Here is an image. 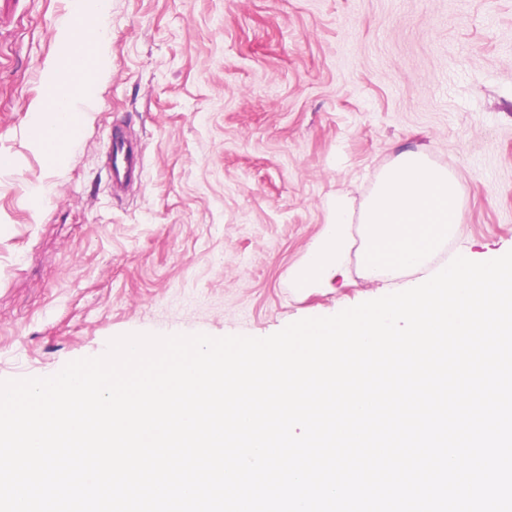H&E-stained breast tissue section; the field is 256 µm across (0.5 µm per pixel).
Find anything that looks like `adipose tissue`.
Returning a JSON list of instances; mask_svg holds the SVG:
<instances>
[{
    "instance_id": "1",
    "label": "adipose tissue",
    "mask_w": 512,
    "mask_h": 512,
    "mask_svg": "<svg viewBox=\"0 0 512 512\" xmlns=\"http://www.w3.org/2000/svg\"><path fill=\"white\" fill-rule=\"evenodd\" d=\"M107 10L108 0H71L69 15L59 34L60 42L67 47L61 56L67 75L54 80L44 90L39 107L41 121L37 138L51 140L54 157H61L87 120L86 112L79 106L86 91L87 73L107 67L104 54Z\"/></svg>"
}]
</instances>
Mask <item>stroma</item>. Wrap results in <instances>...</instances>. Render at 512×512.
<instances>
[{
    "instance_id": "1",
    "label": "stroma",
    "mask_w": 512,
    "mask_h": 512,
    "mask_svg": "<svg viewBox=\"0 0 512 512\" xmlns=\"http://www.w3.org/2000/svg\"><path fill=\"white\" fill-rule=\"evenodd\" d=\"M70 2L0 0V381L125 334L266 337L370 300L356 264L305 291L289 272L405 150L459 186L438 262L512 250V0H110L108 67L54 162L36 105ZM117 136L143 153L122 192Z\"/></svg>"
}]
</instances>
